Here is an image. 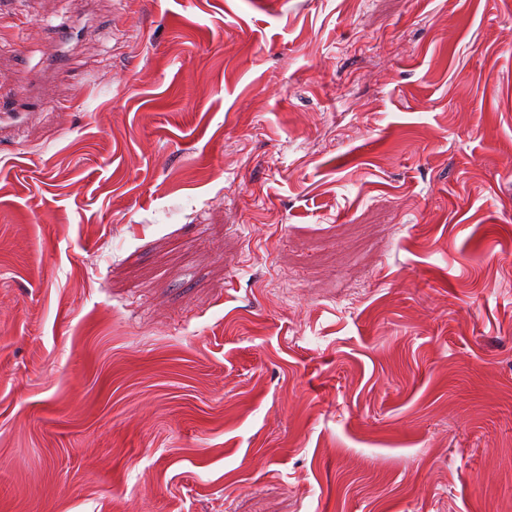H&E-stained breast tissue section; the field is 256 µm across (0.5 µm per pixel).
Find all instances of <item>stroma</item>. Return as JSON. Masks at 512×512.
I'll return each mask as SVG.
<instances>
[{
	"mask_svg": "<svg viewBox=\"0 0 512 512\" xmlns=\"http://www.w3.org/2000/svg\"><path fill=\"white\" fill-rule=\"evenodd\" d=\"M0 512H512V0H0ZM83 17H75L66 22L55 32L54 41L59 45L63 52L71 43L79 40L83 28ZM39 103V76L33 74L18 86L10 105L0 103V142L12 139L27 124Z\"/></svg>",
	"mask_w": 512,
	"mask_h": 512,
	"instance_id": "obj_1",
	"label": "stroma"
}]
</instances>
